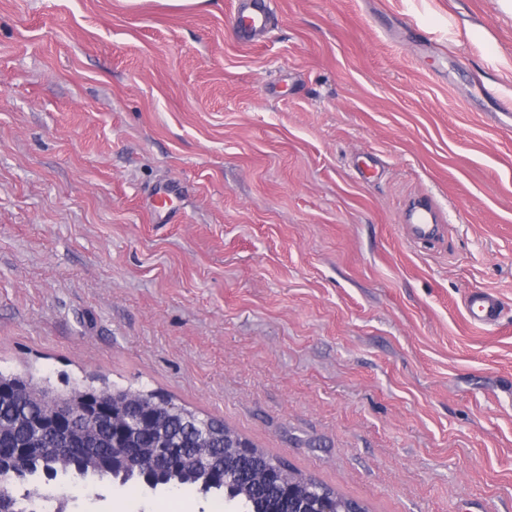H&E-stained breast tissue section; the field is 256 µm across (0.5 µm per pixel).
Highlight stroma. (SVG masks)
Returning <instances> with one entry per match:
<instances>
[{
    "label": "stroma",
    "instance_id": "obj_1",
    "mask_svg": "<svg viewBox=\"0 0 512 512\" xmlns=\"http://www.w3.org/2000/svg\"><path fill=\"white\" fill-rule=\"evenodd\" d=\"M272 7L246 47L235 0H0V370L159 391L370 512H512V16ZM177 190L173 186H158L154 189L150 210L156 219L165 217H174L173 199L176 197ZM466 312L478 327H493L500 320L502 302L495 292L475 289L466 298Z\"/></svg>",
    "mask_w": 512,
    "mask_h": 512
}]
</instances>
